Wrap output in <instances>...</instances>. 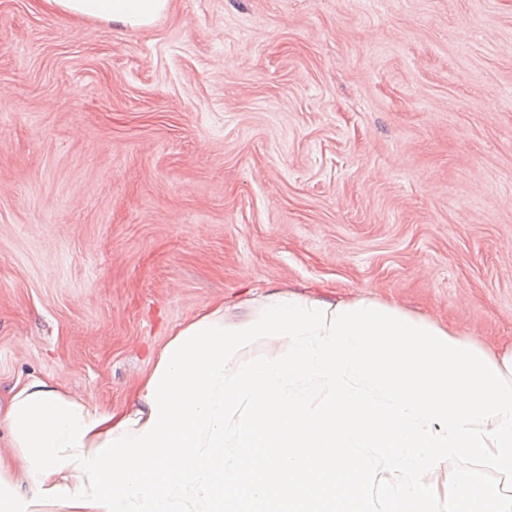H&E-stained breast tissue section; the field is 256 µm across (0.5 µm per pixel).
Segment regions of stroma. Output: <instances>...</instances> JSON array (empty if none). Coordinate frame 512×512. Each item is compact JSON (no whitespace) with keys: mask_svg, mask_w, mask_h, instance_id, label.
Returning <instances> with one entry per match:
<instances>
[{"mask_svg":"<svg viewBox=\"0 0 512 512\" xmlns=\"http://www.w3.org/2000/svg\"><path fill=\"white\" fill-rule=\"evenodd\" d=\"M270 286L512 342V0H0V394ZM51 11L96 17L130 27L151 25L170 0H44Z\"/></svg>","mask_w":512,"mask_h":512,"instance_id":"35a3bbf8","label":"stroma"}]
</instances>
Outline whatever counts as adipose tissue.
I'll list each match as a JSON object with an SVG mask.
<instances>
[{"mask_svg": "<svg viewBox=\"0 0 512 512\" xmlns=\"http://www.w3.org/2000/svg\"><path fill=\"white\" fill-rule=\"evenodd\" d=\"M55 12L96 17L105 21L130 27L151 25L166 13L170 0H44ZM149 376H142L133 398L124 409L105 415L103 410L89 404L85 397L65 393L60 382L32 379L23 385L11 388L0 397V430L8 433V453H0V479L18 489L24 498H32L36 485L28 473L25 460L15 435L10 434L11 421L8 414L14 402L36 392H53L64 395L66 401L82 405L85 421L94 422L95 427L83 440L85 453L95 452L107 439L123 433L141 434L151 418V406L146 399Z\"/></svg>", "mask_w": 512, "mask_h": 512, "instance_id": "1", "label": "adipose tissue"}]
</instances>
